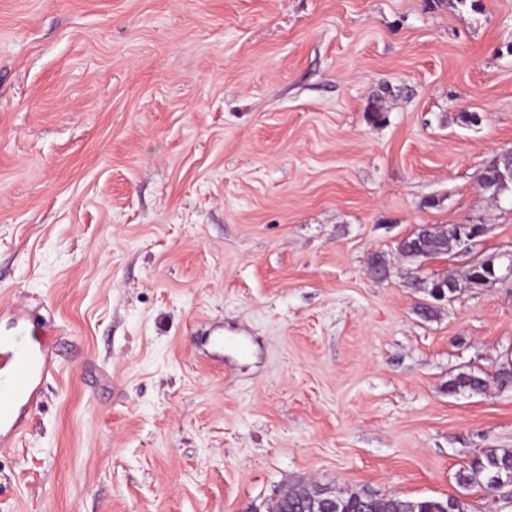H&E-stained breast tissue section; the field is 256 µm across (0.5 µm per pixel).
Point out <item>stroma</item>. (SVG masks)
Here are the masks:
<instances>
[{"instance_id":"stroma-1","label":"stroma","mask_w":512,"mask_h":512,"mask_svg":"<svg viewBox=\"0 0 512 512\" xmlns=\"http://www.w3.org/2000/svg\"><path fill=\"white\" fill-rule=\"evenodd\" d=\"M510 148L512 0H0V336L14 304L58 329L0 499L263 512L315 480L512 512L455 479L512 448V389L447 390L512 354V280L426 320L414 280L462 265L396 250L512 249L477 183ZM486 232L487 227L483 224H448V234L455 239L460 248L456 255L465 254L475 248ZM430 224H418L415 225L414 229L410 234L400 239V241L397 243V251L398 253L407 259H410L414 262H421L424 258H444L446 257V253L448 251V256L451 257L455 250L449 251L447 242H439L436 239H432L428 243V247L426 249V252L421 257H416L415 252L416 249L419 247V239L417 236H421L425 231L426 228L429 227ZM414 235V236H412ZM417 235V236H415ZM411 236V237H410ZM409 237V238H407ZM407 238V239H404ZM403 239V240H402Z\"/></svg>"}]
</instances>
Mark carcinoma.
I'll return each mask as SVG.
<instances>
[{
  "mask_svg": "<svg viewBox=\"0 0 512 512\" xmlns=\"http://www.w3.org/2000/svg\"><path fill=\"white\" fill-rule=\"evenodd\" d=\"M487 180L493 181V194L497 195L512 186V171L503 163L498 169L486 167L479 174L477 183ZM418 247L419 239L415 235L397 243L398 253L414 262L421 261V258L415 256ZM492 383L500 390L512 388V362L503 361L492 375L475 367L452 375L448 379V394L483 395ZM456 480L465 489L478 486L490 495L498 496L501 494L499 484H512V448H490L475 456L457 471ZM312 494L314 490L304 485H292L271 500L266 512H303L306 500ZM330 498L336 501V512H468V504L458 497L444 500L384 499L369 492L354 491L334 492Z\"/></svg>",
  "mask_w": 512,
  "mask_h": 512,
  "instance_id": "obj_1",
  "label": "carcinoma"
}]
</instances>
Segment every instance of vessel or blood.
Masks as SVG:
<instances>
[{
  "label": "vessel or blood",
  "mask_w": 512,
  "mask_h": 512,
  "mask_svg": "<svg viewBox=\"0 0 512 512\" xmlns=\"http://www.w3.org/2000/svg\"><path fill=\"white\" fill-rule=\"evenodd\" d=\"M19 327L0 336V426L5 427L0 447L12 446L22 420L40 396V386L53 373L49 346L56 334L50 324H35L28 310L12 314Z\"/></svg>",
  "instance_id": "vessel-or-blood-1"
}]
</instances>
